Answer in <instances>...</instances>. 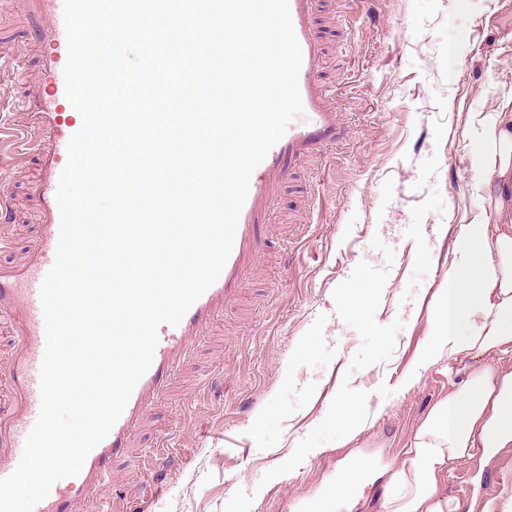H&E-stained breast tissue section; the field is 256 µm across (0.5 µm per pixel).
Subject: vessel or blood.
Wrapping results in <instances>:
<instances>
[{"label":"vessel or blood","mask_w":512,"mask_h":512,"mask_svg":"<svg viewBox=\"0 0 512 512\" xmlns=\"http://www.w3.org/2000/svg\"><path fill=\"white\" fill-rule=\"evenodd\" d=\"M24 24L15 45H35L41 50L34 68L16 63L14 79L22 88L20 118L7 142L18 162L38 169L32 191L38 201V232L23 258L0 265V318L11 320L18 342L9 373L11 403L0 409V478L17 468L27 436L41 407V366L45 350V322L41 284L52 268L60 232L56 201L60 175L68 161V144L80 129L82 118L66 97L64 67L67 37L64 0H20ZM317 0H289L294 31L302 51L299 90L303 112L287 134L253 171L240 213L230 256L217 281L190 307L178 325H161L149 370L141 377L108 436L87 456L78 475L57 481L34 512H78L80 505L99 508V492L106 487L114 459L124 455L138 425L154 400L171 384L182 357L229 302L242 293L260 247L259 229L277 185L288 180L293 167L310 155L340 142L346 128L327 99L319 64L322 46L314 33ZM12 199L0 194V248L11 249Z\"/></svg>","instance_id":"b4317fda"}]
</instances>
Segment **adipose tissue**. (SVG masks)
Instances as JSON below:
<instances>
[{"label": "adipose tissue", "mask_w": 512, "mask_h": 512, "mask_svg": "<svg viewBox=\"0 0 512 512\" xmlns=\"http://www.w3.org/2000/svg\"><path fill=\"white\" fill-rule=\"evenodd\" d=\"M481 133L493 146L492 162L477 159L478 180L498 202L497 223L462 225L456 239L449 289L431 315L429 339L409 382L443 360L469 362L416 429L407 458L394 472L385 512H456L438 488L448 462L470 458L478 440L488 447L512 443V374L498 376L493 363L512 356V104L486 114ZM468 326V335L455 331Z\"/></svg>", "instance_id": "obj_1"}]
</instances>
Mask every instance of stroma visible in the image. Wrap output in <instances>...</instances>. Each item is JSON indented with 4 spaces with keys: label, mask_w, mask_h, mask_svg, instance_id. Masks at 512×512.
Instances as JSON below:
<instances>
[{
    "label": "stroma",
    "mask_w": 512,
    "mask_h": 512,
    "mask_svg": "<svg viewBox=\"0 0 512 512\" xmlns=\"http://www.w3.org/2000/svg\"><path fill=\"white\" fill-rule=\"evenodd\" d=\"M320 70L347 137L277 193L259 264L112 465V512H313L366 463L337 512H381L390 473L450 390L446 363L405 377L428 340L476 190L483 114L512 95L498 0H321ZM17 260L36 233L29 170L6 151ZM358 404L349 434L337 401ZM459 512H512V447L453 462Z\"/></svg>",
    "instance_id": "1"
}]
</instances>
